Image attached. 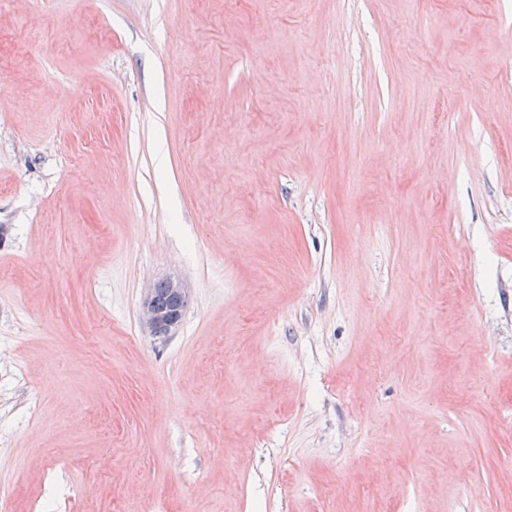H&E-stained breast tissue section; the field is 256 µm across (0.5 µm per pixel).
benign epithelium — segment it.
Segmentation results:
<instances>
[{"instance_id": "1", "label": "benign epithelium", "mask_w": 512, "mask_h": 512, "mask_svg": "<svg viewBox=\"0 0 512 512\" xmlns=\"http://www.w3.org/2000/svg\"><path fill=\"white\" fill-rule=\"evenodd\" d=\"M163 293L153 288L143 300L140 319L149 335L167 337L180 326L189 303V294L183 285L174 279L160 281Z\"/></svg>"}]
</instances>
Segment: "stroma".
<instances>
[{
	"label": "stroma",
	"mask_w": 512,
	"mask_h": 512,
	"mask_svg": "<svg viewBox=\"0 0 512 512\" xmlns=\"http://www.w3.org/2000/svg\"><path fill=\"white\" fill-rule=\"evenodd\" d=\"M508 26L0 0V512H512ZM158 284L164 287L163 295L157 291V288H162L160 285L149 291L140 309L141 323L150 336H172L182 322L189 294L179 281L171 278Z\"/></svg>",
	"instance_id": "obj_1"
}]
</instances>
